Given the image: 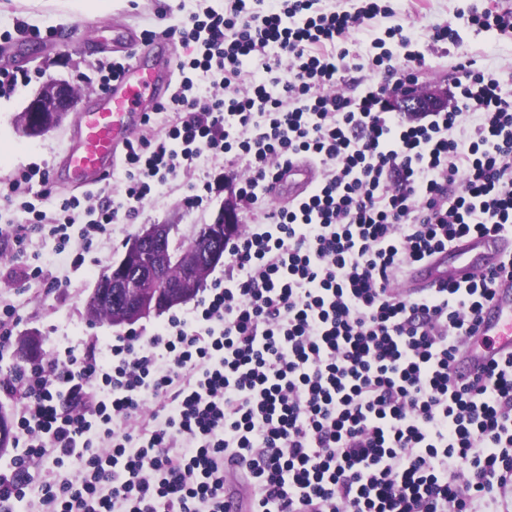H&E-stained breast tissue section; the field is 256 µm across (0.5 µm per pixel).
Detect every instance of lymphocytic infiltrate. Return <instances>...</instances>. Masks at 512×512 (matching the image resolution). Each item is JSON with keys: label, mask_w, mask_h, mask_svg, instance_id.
<instances>
[{"label": "lymphocytic infiltrate", "mask_w": 512, "mask_h": 512, "mask_svg": "<svg viewBox=\"0 0 512 512\" xmlns=\"http://www.w3.org/2000/svg\"><path fill=\"white\" fill-rule=\"evenodd\" d=\"M318 2L224 0L165 27L189 53L125 146L121 202L103 188L61 196L50 220L26 201L33 224L0 226L18 277H41L27 258L43 235L77 270L149 194L224 155L254 219L225 241L224 274L192 311L113 337L106 354L69 346L0 378L21 450L0 474V512H15L50 455L82 468L42 483L40 512H225L229 473L251 490L248 512H499L512 354L465 377L449 367L512 280V257L417 301L393 290L464 235L512 232V93L466 58L455 108L395 111L424 65L410 34L387 28L359 62L347 47L392 7ZM465 28L511 32L512 11L459 12L432 38L454 45ZM249 59L264 75L245 82ZM299 155L319 162L320 182L270 206Z\"/></svg>", "instance_id": "lymphocytic-infiltrate-1"}]
</instances>
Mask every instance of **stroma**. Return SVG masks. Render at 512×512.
Here are the masks:
<instances>
[{"instance_id": "stroma-1", "label": "stroma", "mask_w": 512, "mask_h": 512, "mask_svg": "<svg viewBox=\"0 0 512 512\" xmlns=\"http://www.w3.org/2000/svg\"><path fill=\"white\" fill-rule=\"evenodd\" d=\"M510 6L512 0H394L393 15L377 18L369 28L354 34L349 49L368 54L372 40L382 36L385 28L400 25L414 38L412 50L425 58L419 74L422 84L451 87L452 67L462 55L473 58L478 68L506 75L512 73V35L465 29L460 44L453 46L434 42L432 33L457 12L472 8L495 11ZM198 7L197 0H114L111 12L100 14L84 8L80 0H0V70L24 73L30 78L11 96L0 97V147L8 150L0 157V183L9 182L20 170L35 164L49 170L53 183L54 197L43 202V210L53 211L56 196L82 195V187L64 182L60 163L78 114L86 112L101 93L99 64L116 58L113 38L127 30L139 33L165 27L175 17ZM19 23L43 32L55 31L56 36L47 41L30 39L16 34ZM50 76L66 79L76 88V108L44 136H24L16 119ZM234 172V166L219 158L202 162L192 174L178 177L160 193L148 197L132 223L114 225L111 234L86 253L84 266L77 272L58 255L53 239L37 238L29 253L42 267L43 276L29 281L17 279L10 274L14 265L10 249L0 242V299L19 309L22 321L17 335L38 336L40 353L45 357L71 345L106 349L124 328L106 321L92 324L86 319V300L101 273L122 256L126 241L144 226L169 224L174 240L192 237L199 225L213 220L228 190L235 188ZM194 184L205 186L204 201L189 208L184 199ZM56 278L68 279V286L46 292V283Z\"/></svg>"}]
</instances>
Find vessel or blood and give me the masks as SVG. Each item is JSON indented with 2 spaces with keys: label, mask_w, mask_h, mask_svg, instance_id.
Masks as SVG:
<instances>
[{
  "label": "vessel or blood",
  "mask_w": 512,
  "mask_h": 512,
  "mask_svg": "<svg viewBox=\"0 0 512 512\" xmlns=\"http://www.w3.org/2000/svg\"><path fill=\"white\" fill-rule=\"evenodd\" d=\"M170 62L144 66L138 53H130L123 75L104 90L97 103L76 121L73 143L66 151L63 172L72 184L92 186L114 168L118 149L132 139L155 107L164 102L171 87ZM288 184L287 196L271 191L269 200L297 199L316 185L319 168L304 157L296 158L281 174ZM512 254V236L473 233L464 236L456 249L434 254L427 264L414 267L398 287L400 295L419 296L442 283H456L487 271ZM512 353V285H501L480 313L479 334L454 365L455 372L477 367Z\"/></svg>",
  "instance_id": "1"
}]
</instances>
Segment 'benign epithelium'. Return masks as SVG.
<instances>
[{"label":"benign epithelium","mask_w":512,"mask_h":512,"mask_svg":"<svg viewBox=\"0 0 512 512\" xmlns=\"http://www.w3.org/2000/svg\"><path fill=\"white\" fill-rule=\"evenodd\" d=\"M77 102L75 87L69 82L49 77L35 92L24 108L33 117L54 112L63 117L72 111ZM446 103L442 93L430 92L421 84L402 90L394 106L407 112H421L426 108ZM238 215L232 199L224 200L217 219L197 229L191 249L198 257V264L183 268L181 279L170 280L165 275V264H176L182 254L171 242L170 226L152 224L132 238L117 265L132 271L112 281V304L121 307L119 323L131 325L158 311V296L165 295L172 305H182L202 287L204 277L198 266L219 265L224 261L222 237L236 234Z\"/></svg>","instance_id":"7a95c632"}]
</instances>
